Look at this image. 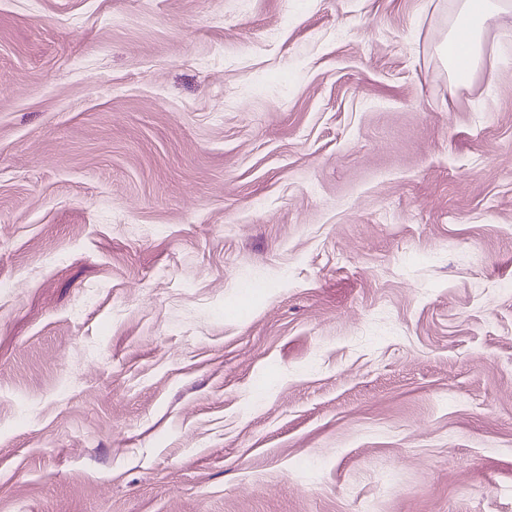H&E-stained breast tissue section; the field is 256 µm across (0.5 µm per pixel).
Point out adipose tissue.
<instances>
[{"mask_svg":"<svg viewBox=\"0 0 512 512\" xmlns=\"http://www.w3.org/2000/svg\"><path fill=\"white\" fill-rule=\"evenodd\" d=\"M512 17V0H459L458 12L438 47L451 87L467 85L483 62L486 29Z\"/></svg>","mask_w":512,"mask_h":512,"instance_id":"obj_1","label":"adipose tissue"}]
</instances>
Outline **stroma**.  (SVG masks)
Returning a JSON list of instances; mask_svg holds the SVG:
<instances>
[{"mask_svg":"<svg viewBox=\"0 0 512 512\" xmlns=\"http://www.w3.org/2000/svg\"><path fill=\"white\" fill-rule=\"evenodd\" d=\"M0 0V512H512V22ZM458 2L457 15L448 28V35L438 47V55L454 88L466 86L482 64L486 29L499 19L512 17L510 0ZM462 34L463 42L460 39Z\"/></svg>","mask_w":512,"mask_h":512,"instance_id":"35a3bbf8","label":"stroma"}]
</instances>
